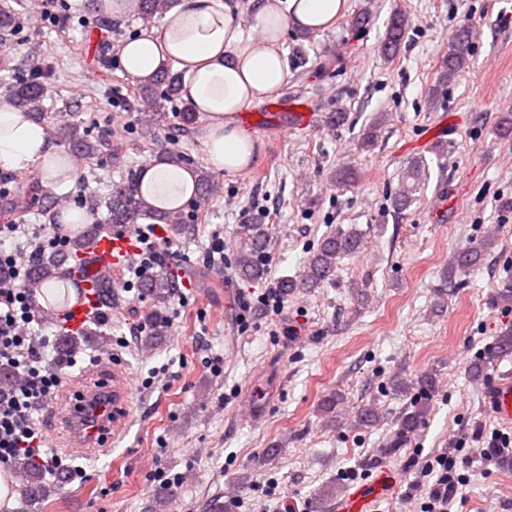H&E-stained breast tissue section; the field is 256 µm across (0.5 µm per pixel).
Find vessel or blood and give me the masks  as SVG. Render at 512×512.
<instances>
[{"label": "vessel or blood", "instance_id": "obj_1", "mask_svg": "<svg viewBox=\"0 0 512 512\" xmlns=\"http://www.w3.org/2000/svg\"><path fill=\"white\" fill-rule=\"evenodd\" d=\"M283 131L301 130L311 126L312 114L304 105L281 101L276 114ZM136 252L130 235L115 231L98 238L95 247L80 254L77 267H66L65 276L79 280L82 290L68 308V322L77 328L84 324L92 307L101 298V286L112 267L124 264ZM131 388L122 373L103 372L97 386L78 396L66 422L77 446L105 451L112 446V434L128 414ZM492 413L505 425L512 426V376L495 380L488 389ZM387 483L378 476L371 484L352 487L349 493L331 508V512H373L379 490Z\"/></svg>", "mask_w": 512, "mask_h": 512}]
</instances>
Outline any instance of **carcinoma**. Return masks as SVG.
<instances>
[{
  "label": "carcinoma",
  "mask_w": 512,
  "mask_h": 512,
  "mask_svg": "<svg viewBox=\"0 0 512 512\" xmlns=\"http://www.w3.org/2000/svg\"><path fill=\"white\" fill-rule=\"evenodd\" d=\"M173 0H134L133 12L144 20L163 16L171 8ZM407 26V17L397 12L392 15L385 37L381 44L383 56L394 58L400 49ZM472 40L469 32L459 29L454 34L448 56L442 61L439 81L447 83L459 76L471 56ZM44 68L37 59L31 60L25 77L5 87V101L16 108L27 111L39 120L48 118V108L44 104L45 88L43 85ZM180 77L164 71L151 83L140 87L138 97L143 107L140 118L141 134L150 141L156 138V132L167 118L166 103L180 92ZM60 140L67 146L70 155L84 159H97L104 155L114 154V146L105 136L93 137L81 122L72 121L60 129ZM196 192L199 201L206 203L210 199L223 194V182L220 177L208 169L195 171ZM428 179V167L423 158L416 159L408 168L398 191L392 196V205L396 212L408 210L417 200L418 193ZM107 214L104 223L128 226L139 223V220L150 216L161 224L169 226V231L179 233L186 224L184 215L178 210L152 212L145 205L140 194L136 177H131L112 189V198L106 202ZM103 227L96 224L82 230L67 245L40 259L31 272L24 287L36 290L47 283L57 285L56 303L45 308L42 313L47 317L55 315V311L63 307L69 300L68 285L60 275V268L71 256V251H90ZM360 238L354 232L336 229L328 233L319 243L316 251L309 257L303 274L298 279L285 278L279 282L278 288L283 296H288L297 288H317L333 279L336 273V261L344 253L359 248ZM491 241L484 239L480 245L470 248L456 256L453 266L448 270L447 284L456 285L457 272L474 267L482 259L485 251L490 248ZM268 248V232L266 225L261 223L243 224L240 232V245L237 249L236 270L239 277L245 280H260L265 276V253ZM146 292L154 300V309L148 314L149 322L158 326L164 322V310L175 288V280L162 271H156L146 278ZM512 352V331L498 337L496 345L485 353L484 363L474 367V374L483 372L484 364L500 357V354ZM12 469L24 494L43 497L50 492V485L45 483L43 469L28 458H18Z\"/></svg>",
  "instance_id": "cac0c4a2"
}]
</instances>
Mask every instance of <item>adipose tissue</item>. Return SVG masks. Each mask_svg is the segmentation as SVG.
<instances>
[{
    "label": "adipose tissue",
    "instance_id": "obj_1",
    "mask_svg": "<svg viewBox=\"0 0 512 512\" xmlns=\"http://www.w3.org/2000/svg\"><path fill=\"white\" fill-rule=\"evenodd\" d=\"M260 35L244 38L228 0H177L161 28L148 27L121 44L118 62L135 81L147 83L169 68L183 72V97L204 116L203 156L219 172L239 173L255 146L236 124L246 106L288 81L279 44L288 31L335 27L343 0H248ZM0 169L35 171L42 183H75L78 164L51 144L44 125L27 112L0 104ZM140 193L154 209L181 208L196 190L192 169L151 163L138 174Z\"/></svg>",
    "mask_w": 512,
    "mask_h": 512
}]
</instances>
